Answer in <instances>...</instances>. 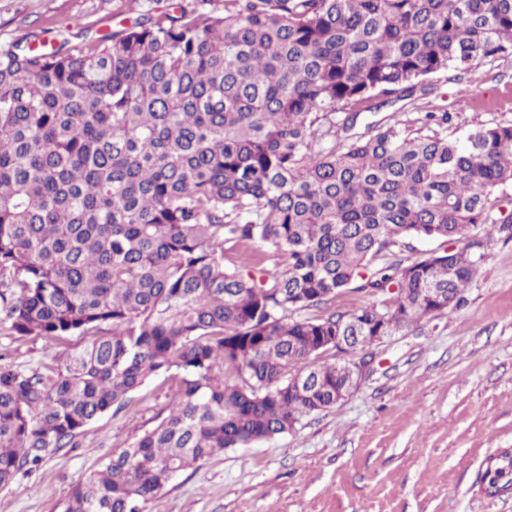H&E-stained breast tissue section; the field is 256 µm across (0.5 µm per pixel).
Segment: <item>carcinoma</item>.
I'll return each mask as SVG.
<instances>
[{"label":"carcinoma","mask_w":512,"mask_h":512,"mask_svg":"<svg viewBox=\"0 0 512 512\" xmlns=\"http://www.w3.org/2000/svg\"><path fill=\"white\" fill-rule=\"evenodd\" d=\"M512 56V0H198L67 49L0 54V334L89 336L52 375L0 365V489L153 376L178 400L65 512H144L179 472L336 405L353 341L453 310L512 124L354 129L444 72ZM407 238L449 247L359 288L385 309L288 320ZM257 246L244 271L224 244ZM277 258L272 269L262 256ZM224 367V376L213 374Z\"/></svg>","instance_id":"cac0c4a2"}]
</instances>
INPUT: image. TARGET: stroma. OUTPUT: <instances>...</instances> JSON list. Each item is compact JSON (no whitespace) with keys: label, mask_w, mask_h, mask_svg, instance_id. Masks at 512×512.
<instances>
[{"label":"stroma","mask_w":512,"mask_h":512,"mask_svg":"<svg viewBox=\"0 0 512 512\" xmlns=\"http://www.w3.org/2000/svg\"><path fill=\"white\" fill-rule=\"evenodd\" d=\"M129 0H0V50L37 40L75 46L131 22ZM66 28H58V20ZM428 99L402 111L361 113L372 124L410 127L425 111L448 112V135L512 123V57L431 79ZM465 88L495 97L460 103ZM391 295L349 286L314 319L392 305ZM83 336L0 335V354L50 375ZM369 372L343 400L301 416L294 429L248 448H227L189 467L146 512H512V491L487 497L488 460L512 449V240L495 239L453 311L393 330L369 351ZM175 373L148 380L127 407L85 427L73 448L47 457L0 490V512H63L74 484L152 430L169 412Z\"/></svg>","instance_id":"1"}]
</instances>
